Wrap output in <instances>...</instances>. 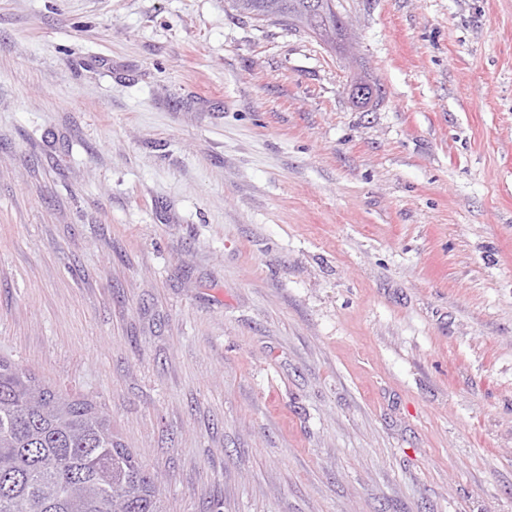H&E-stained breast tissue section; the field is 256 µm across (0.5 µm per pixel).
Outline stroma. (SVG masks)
I'll list each match as a JSON object with an SVG mask.
<instances>
[{
    "label": "stroma",
    "instance_id": "35a3bbf8",
    "mask_svg": "<svg viewBox=\"0 0 512 512\" xmlns=\"http://www.w3.org/2000/svg\"><path fill=\"white\" fill-rule=\"evenodd\" d=\"M340 10L0 0V357L174 512H512V0ZM312 0H230L231 6L258 20L272 17L288 21L318 35L324 44L333 48L344 40L346 24L336 18L335 0L321 1L319 12L310 9Z\"/></svg>",
    "mask_w": 512,
    "mask_h": 512
}]
</instances>
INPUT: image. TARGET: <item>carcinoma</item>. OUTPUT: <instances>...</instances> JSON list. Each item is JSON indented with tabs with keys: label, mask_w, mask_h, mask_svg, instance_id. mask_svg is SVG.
Here are the masks:
<instances>
[{
	"label": "carcinoma",
	"mask_w": 512,
	"mask_h": 512,
	"mask_svg": "<svg viewBox=\"0 0 512 512\" xmlns=\"http://www.w3.org/2000/svg\"><path fill=\"white\" fill-rule=\"evenodd\" d=\"M258 20L272 17L336 47L346 25L336 0H230ZM0 512H172L158 477L112 438L96 403L47 385L0 358Z\"/></svg>",
	"instance_id": "cac0c4a2"
}]
</instances>
